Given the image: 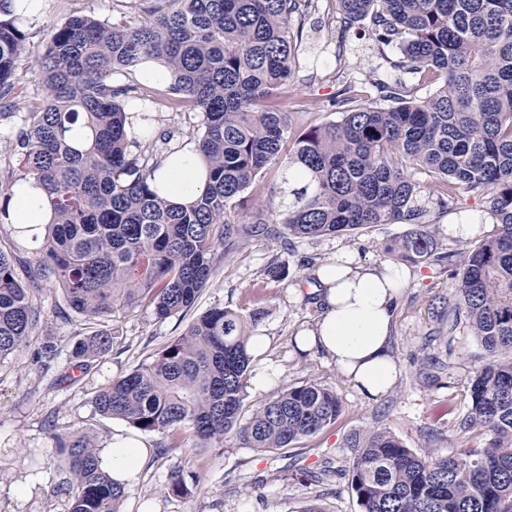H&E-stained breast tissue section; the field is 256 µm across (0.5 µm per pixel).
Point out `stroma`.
Wrapping results in <instances>:
<instances>
[{
	"label": "stroma",
	"instance_id": "stroma-1",
	"mask_svg": "<svg viewBox=\"0 0 512 512\" xmlns=\"http://www.w3.org/2000/svg\"><path fill=\"white\" fill-rule=\"evenodd\" d=\"M133 4L134 0H45L42 15L29 18L25 26L30 55L16 72L11 95L15 111L33 112L43 104L33 56L42 50L54 28L74 14L133 20L139 16ZM314 5L297 42V66L286 91L288 105L295 108L291 121L300 130L337 120L330 100L340 78L360 81L384 64L369 23L344 32L336 22V0H315ZM150 108L158 156L195 140L201 128L200 113L172 108L162 95ZM10 204L0 190V249L21 260L18 274L23 277L38 245L6 223ZM473 217L483 226L482 238L497 235L499 226L485 200L464 192L435 224L437 240L451 247L448 225ZM409 230L406 224H381L318 239L288 240L255 233L242 236L226 257L218 259L189 317L160 320L145 305L115 315L111 325L117 336L111 352L71 386L58 384L55 371L40 369L31 359L32 348L47 336L59 347L69 348L74 336L91 333L93 327L74 314L62 319L58 314L63 305L60 294L42 286L36 294L40 320L29 346L0 362V512H68V497L54 491L69 477L55 452L56 433H88L102 451L130 435L132 429L125 421L97 412L96 392L180 336L190 317L214 307L244 315L258 308L265 311L252 334L266 337L264 356L277 363L280 377L267 391H248L245 411L288 387L315 383L336 392L341 414L322 432L291 448L265 454L230 434L220 448H179L162 456L158 449L165 443L164 436L140 434L150 453L130 486L122 512H303L312 504L323 512H360L348 486L352 451L346 441L351 435L384 429L407 448L433 456L484 447L485 436L474 433L460 440L451 430L452 422L468 411L470 382L483 362V351L468 329L448 326V306L456 283L451 269L407 265L410 279L394 311L392 336L393 354L402 373L379 398L361 394L321 354H304L294 346L297 333L312 327L317 318L314 299L307 292L311 263H322L341 250L356 249L373 262L388 264L384 242ZM273 263L286 266L285 279L268 277L266 270ZM293 288L304 289V296L290 297ZM177 464L201 475L200 485L182 497L169 495L166 489L168 474Z\"/></svg>",
	"mask_w": 512,
	"mask_h": 512
}]
</instances>
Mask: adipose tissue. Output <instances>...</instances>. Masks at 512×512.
Here are the masks:
<instances>
[{"instance_id":"obj_1","label":"adipose tissue","mask_w":512,"mask_h":512,"mask_svg":"<svg viewBox=\"0 0 512 512\" xmlns=\"http://www.w3.org/2000/svg\"><path fill=\"white\" fill-rule=\"evenodd\" d=\"M205 184V167L193 142L163 160L155 181L162 198L174 204L189 203ZM52 219L38 182L30 178L13 187L8 223L38 234ZM312 275L319 315L314 326L299 335L298 350L321 353L367 397L383 396L400 373L391 337L395 302L408 283L406 271L343 251ZM147 456L146 446L129 438L114 443L101 465L113 478L126 482L138 474Z\"/></svg>"}]
</instances>
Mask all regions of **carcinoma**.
Here are the masks:
<instances>
[{
  "label": "carcinoma",
  "instance_id": "cac0c4a2",
  "mask_svg": "<svg viewBox=\"0 0 512 512\" xmlns=\"http://www.w3.org/2000/svg\"><path fill=\"white\" fill-rule=\"evenodd\" d=\"M144 17L110 23L73 15L56 27L34 59L48 96L18 118L8 139L21 178L43 187L54 220L27 273L51 283L88 323H103L144 302L160 319L184 316L244 233L316 239L378 224H413L384 253L398 262L439 268L459 264L448 322L466 321L492 357L471 382V405L457 432L487 436L482 448L445 457L417 454L389 431L347 440L355 449L350 486L361 512H512V0H336L349 30L370 20L393 69L419 75L424 97L377 70L365 95L343 81L332 103L340 117L300 131L279 104L295 59L293 18L312 0H145ZM27 16L0 4V93L14 88L27 53ZM153 59L168 73V100L203 117L198 145L209 181L195 201L173 206L151 189L160 165L127 139L126 107L158 92L116 79ZM292 143L288 158L282 145ZM281 163L277 209H235L269 165ZM432 179L435 210L416 204V174ZM486 199L499 233L464 249L443 250L430 230L460 192ZM214 307L155 357L102 388L104 417L167 436L166 453L186 438L224 447L233 432L260 452L287 448L336 421L340 398L317 384L289 387L243 418L249 327ZM39 322L31 289L15 259L0 250V360L29 344ZM116 329L75 339L73 368L87 374L112 350ZM41 366H60L50 338L34 350ZM69 480V512H121L125 482L102 469L93 438L55 434ZM171 469L168 494L186 480Z\"/></svg>",
  "mask_w": 512,
  "mask_h": 512
}]
</instances>
